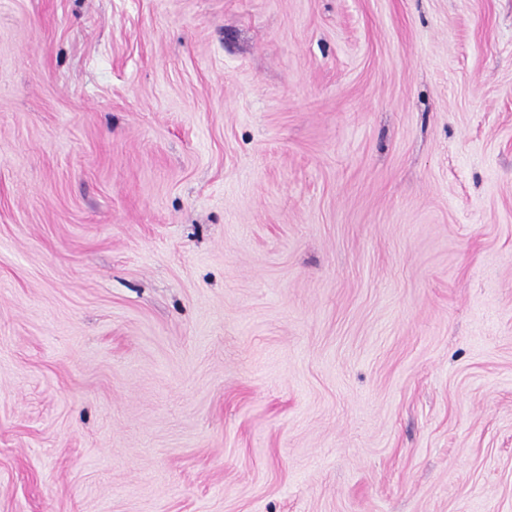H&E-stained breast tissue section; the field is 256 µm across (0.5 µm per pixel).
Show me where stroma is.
Returning a JSON list of instances; mask_svg holds the SVG:
<instances>
[{
  "instance_id": "1",
  "label": "stroma",
  "mask_w": 512,
  "mask_h": 512,
  "mask_svg": "<svg viewBox=\"0 0 512 512\" xmlns=\"http://www.w3.org/2000/svg\"><path fill=\"white\" fill-rule=\"evenodd\" d=\"M0 512H512V0H0Z\"/></svg>"
}]
</instances>
